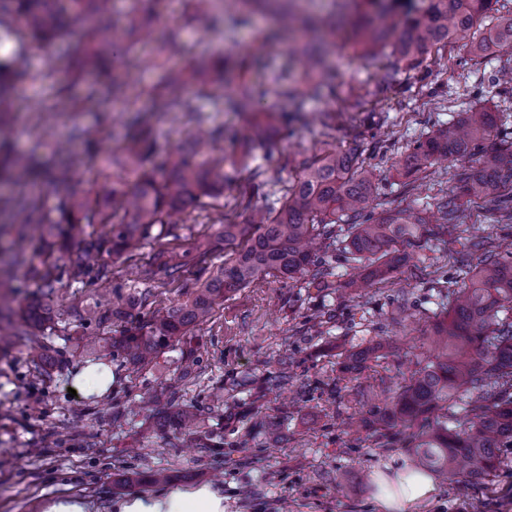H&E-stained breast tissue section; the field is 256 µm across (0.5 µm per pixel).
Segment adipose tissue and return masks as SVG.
Masks as SVG:
<instances>
[{"label":"adipose tissue","instance_id":"ef3b65f1","mask_svg":"<svg viewBox=\"0 0 512 512\" xmlns=\"http://www.w3.org/2000/svg\"><path fill=\"white\" fill-rule=\"evenodd\" d=\"M373 482L380 512H418L437 491L429 472L406 463L375 475ZM112 512H224V496L209 484L162 489L125 496L113 505Z\"/></svg>","mask_w":512,"mask_h":512}]
</instances>
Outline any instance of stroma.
Wrapping results in <instances>:
<instances>
[{"label": "stroma", "mask_w": 512, "mask_h": 512, "mask_svg": "<svg viewBox=\"0 0 512 512\" xmlns=\"http://www.w3.org/2000/svg\"><path fill=\"white\" fill-rule=\"evenodd\" d=\"M146 21L153 40L129 53L127 72L138 88L128 108L150 107L145 90L161 76L151 60L164 51L170 35H178L182 48L169 62L173 72L220 54L243 60L244 78L258 94L255 108L288 118L289 134L273 156L252 162L272 198L282 197L298 161L320 153L324 144L343 148L355 142L365 162L380 172L371 207L432 209L453 188L456 162L429 167L407 184L392 165L439 124L472 106L500 117L486 147L512 152V92L495 93L488 86L495 71L512 69L510 50L486 59L451 43L431 52L424 73L393 69L384 54L358 57L339 42L329 49L324 73L335 96L307 92L296 103L277 94L274 79L283 72L301 77V45L274 37L265 14L254 13L249 25L233 28L224 21L207 32L187 0H155ZM80 64L67 41L30 49L24 60L29 77L14 90L15 147L36 152L51 165L57 160L51 142L66 124H102L96 112L40 109L42 101L54 99L65 71ZM194 106L192 115L152 113L160 151L187 138L199 115L230 133L246 124L243 112L205 93L196 94ZM463 209V224L425 234L409 248L405 266L365 292L346 288L353 262L343 240H327L318 251L328 272L321 287L303 277L267 278L229 295L211 322L196 329L203 345L202 376L186 386L183 400L199 408L202 431L231 452L230 465L215 464L207 450L162 428L157 414L142 404L143 396L177 375L179 350H167L156 365L137 372L121 358L104 355L102 364L115 376L111 389L102 396L73 397L68 389L74 373L87 364L84 353L55 339L63 356L43 375L31 367L24 344H15L0 357V512H42L44 503L62 496L85 499L94 512H110L116 499L157 488L153 482L120 488L117 478L156 468L172 470L177 487L221 485L225 512H378L374 472L403 463L409 452L398 440L386 445L357 437L345 423L383 404L435 353L430 326L449 291L463 282L452 257L466 252L472 233L485 236L492 249L512 241V226L479 213L476 205ZM378 342L393 348L368 361L360 375L343 371L349 353ZM284 371L294 384L290 396L268 387ZM217 385L224 388L218 408L210 398ZM502 458L489 483L440 480L425 512H512V450L503 449Z\"/></svg>", "instance_id": "stroma-1"}]
</instances>
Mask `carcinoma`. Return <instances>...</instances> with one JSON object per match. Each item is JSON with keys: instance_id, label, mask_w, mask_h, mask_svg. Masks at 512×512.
Masks as SVG:
<instances>
[{"instance_id": "carcinoma-1", "label": "carcinoma", "mask_w": 512, "mask_h": 512, "mask_svg": "<svg viewBox=\"0 0 512 512\" xmlns=\"http://www.w3.org/2000/svg\"><path fill=\"white\" fill-rule=\"evenodd\" d=\"M237 2L251 11L267 12L277 36L290 39L309 29L291 7L292 0ZM405 2L363 0L362 9L351 0L359 18L343 29V38L367 57L390 46L395 63L413 69L430 48L464 40L477 25L483 27L480 38L464 44L474 55L487 57L499 49H512V13L490 15V0H420L421 6L403 13ZM112 13L113 0H0V35L20 42L14 60L0 61V180L8 177L19 185L14 194L0 196V223L11 225L22 240L30 226L46 229L32 254L21 249L12 256V264L24 269L33 290L3 293L8 284L0 280V323L9 325L7 335L0 336V351L21 341L30 362L41 369L52 365L51 353H59L53 337L67 336L85 342L89 356L117 348L128 364L143 368L166 349L181 346L179 376L161 392L171 408L162 425L216 455L219 445L197 431L198 408L181 402V386L200 377L195 366L201 353L190 346L196 327L210 320L227 294L270 276L323 280L326 272L312 244L335 238L338 223L348 225V253L363 263V272L350 276L347 287L359 291L381 283L403 265L406 254L400 247L414 245L428 219L424 211L411 208L367 212L377 175L353 142L341 150L325 148L299 162L300 173L279 205L249 203L241 222L222 212L206 216L207 223L220 225L216 241L179 250L162 239L179 238L178 225L196 221L192 212L200 199L223 196L229 183L224 170L228 158L214 148L224 139L223 127L198 118L194 134L159 159L152 125L138 114L119 154L112 156L120 174L113 178L100 171L105 183L87 191L76 189L84 176L80 167L49 171L33 153L7 148L1 133L13 112L12 89L27 76L25 37L46 42L68 38L86 64L110 71L118 53L151 36L138 16L119 24L110 21ZM125 86L114 74L109 84L92 87L73 100L71 109L110 114L112 102L124 96ZM189 86L200 87L230 109L255 97L244 81L232 94L224 90L222 79L198 82L186 73L165 74L147 95L159 102V112H192L186 96ZM273 119V113L265 112L251 120L238 145L242 163L258 151L273 154L275 144L266 131ZM497 119L493 112L471 108L417 142L398 162L397 176L409 179L438 160L475 158V165L455 173L458 193L438 203L439 223L457 219L458 201L464 197L482 200L489 211L512 208V159L484 147ZM105 136L103 129L75 124L69 139L54 144V152H68L71 140L83 141L92 151ZM40 169L47 192L56 200L51 208L42 192L20 184ZM96 225L100 231H87ZM148 245L152 253L143 261L142 250ZM216 249L224 251V261L211 266L207 256ZM472 249L479 253L476 263L458 259L468 268L469 283L448 296V308L431 329L438 354L391 401L362 419L361 427L379 433L415 426L411 446L415 465L446 478L465 476L483 483L501 464L498 451L512 447V244L502 254L481 241L472 243ZM74 250L76 258L59 264ZM190 267L197 268L191 284L185 280ZM99 284L108 286V297L92 303L77 298L67 305L59 302L58 293L65 286L94 291ZM170 285L180 288L182 300L155 307L154 290ZM114 324L121 325L118 336L112 335ZM385 348L378 342L349 354L345 369L360 370ZM453 400L464 402V407L462 414L450 419L445 411ZM173 478L168 471L157 470L125 476L118 484Z\"/></svg>"}]
</instances>
